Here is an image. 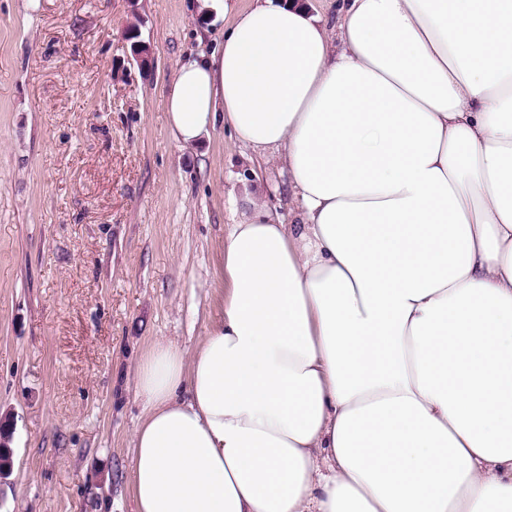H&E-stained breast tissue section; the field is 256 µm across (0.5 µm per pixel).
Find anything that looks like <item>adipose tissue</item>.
<instances>
[{"instance_id":"adipose-tissue-1","label":"adipose tissue","mask_w":512,"mask_h":512,"mask_svg":"<svg viewBox=\"0 0 512 512\" xmlns=\"http://www.w3.org/2000/svg\"><path fill=\"white\" fill-rule=\"evenodd\" d=\"M253 0L165 96L287 170L192 350L142 354L135 512H512V0Z\"/></svg>"}]
</instances>
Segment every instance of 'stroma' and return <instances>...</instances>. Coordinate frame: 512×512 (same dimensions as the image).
Here are the masks:
<instances>
[{
  "label": "stroma",
  "instance_id": "obj_1",
  "mask_svg": "<svg viewBox=\"0 0 512 512\" xmlns=\"http://www.w3.org/2000/svg\"><path fill=\"white\" fill-rule=\"evenodd\" d=\"M250 3L210 25L193 0H0V512H133L140 356L210 326L244 190L297 221L275 158L245 160L221 125L183 147L167 123L178 65Z\"/></svg>",
  "mask_w": 512,
  "mask_h": 512
}]
</instances>
